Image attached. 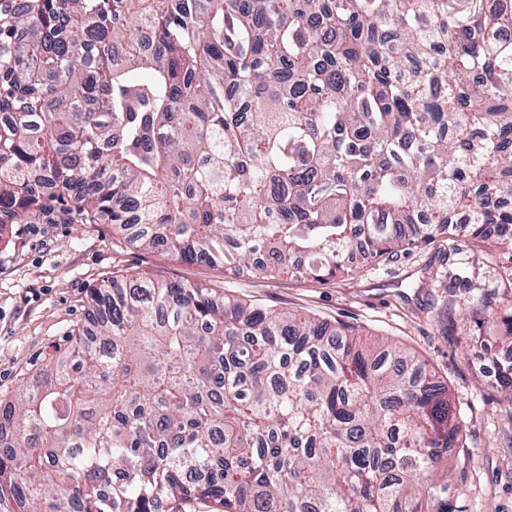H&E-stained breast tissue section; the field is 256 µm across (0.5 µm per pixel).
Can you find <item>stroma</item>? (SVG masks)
Listing matches in <instances>:
<instances>
[{"instance_id": "35a3bbf8", "label": "stroma", "mask_w": 512, "mask_h": 512, "mask_svg": "<svg viewBox=\"0 0 512 512\" xmlns=\"http://www.w3.org/2000/svg\"><path fill=\"white\" fill-rule=\"evenodd\" d=\"M509 261L511 255L471 243L460 229L348 277L269 279L140 249L111 225L54 203L0 238V399L14 398L49 354L72 346L89 320L92 288L139 274L199 284L216 295L351 326L365 343L383 339L415 351L446 384L464 420L465 449L448 457L464 490L458 512H512V403L486 370L506 352L469 353L477 337L497 332L471 314L469 302L480 292L500 300Z\"/></svg>"}]
</instances>
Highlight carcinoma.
Masks as SVG:
<instances>
[{"label":"carcinoma","instance_id":"obj_1","mask_svg":"<svg viewBox=\"0 0 512 512\" xmlns=\"http://www.w3.org/2000/svg\"><path fill=\"white\" fill-rule=\"evenodd\" d=\"M512 0H0V237L73 200L140 246L322 280L463 220L512 250ZM364 244L348 252L355 226ZM479 356L512 303L472 297ZM0 399V512H455L463 419L414 353L114 278Z\"/></svg>","mask_w":512,"mask_h":512}]
</instances>
